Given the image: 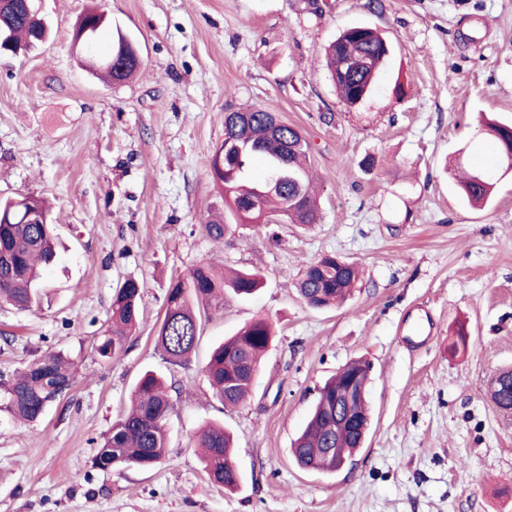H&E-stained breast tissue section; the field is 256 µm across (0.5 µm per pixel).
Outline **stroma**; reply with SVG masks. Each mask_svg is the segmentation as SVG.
Here are the masks:
<instances>
[{
  "label": "stroma",
  "mask_w": 512,
  "mask_h": 512,
  "mask_svg": "<svg viewBox=\"0 0 512 512\" xmlns=\"http://www.w3.org/2000/svg\"><path fill=\"white\" fill-rule=\"evenodd\" d=\"M51 28L34 50L0 57V198L51 203L57 255L36 303H0V374L50 353L77 368L34 423L0 405V512H512V419L487 394L512 369V178L475 209L449 158L491 165L479 114L512 119V0H38ZM103 12L139 48L137 75L106 84L72 43ZM368 26L392 55L375 92L347 106L324 52ZM258 107L311 148L320 221L204 229L224 211L210 171L228 109ZM373 157L371 169L361 165ZM331 253L356 263L337 309L300 298V270ZM259 272L250 296L225 291L188 361L155 346L167 289L199 263ZM141 286L126 351L101 362L117 285ZM257 317L276 334L245 403L226 408L204 367ZM429 323L426 341L409 343ZM465 345H458V331ZM372 365L366 443L336 473L300 468L289 448L320 387L347 361ZM170 386L165 461L103 472L91 459L145 371ZM237 438L242 474L212 483L200 425Z\"/></svg>",
  "instance_id": "1"
}]
</instances>
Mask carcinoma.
Returning a JSON list of instances; mask_svg holds the SVG:
<instances>
[{"mask_svg": "<svg viewBox=\"0 0 512 512\" xmlns=\"http://www.w3.org/2000/svg\"><path fill=\"white\" fill-rule=\"evenodd\" d=\"M32 0H8L0 7V37L14 49H33L45 34L43 24L32 20ZM389 58L383 36L368 27L355 26L343 30L326 50L327 66L336 91L347 104L363 103L374 91L378 73ZM133 62L116 73L111 68L97 67L100 75L113 84L128 80L138 68ZM482 125L497 146L496 167L512 150V123L507 120L482 118ZM224 136L241 147L252 150L229 158L224 146L211 157V173L224 189V205L239 224H277L283 218L291 224H315L319 206L312 191L307 159L310 147L294 126L280 121L276 114L251 108L236 122L225 124ZM261 156L267 167L282 161L288 169L280 186L272 189L266 182L250 177L253 158ZM474 166L459 183L464 201L482 206L491 200L494 183L480 181ZM263 191L258 207L249 198L256 190ZM55 224L41 199L28 196L13 203L0 200V301L24 309L40 295L44 268L55 259ZM358 281L354 263L335 255H325L307 265L296 288L311 307L331 308L351 296ZM263 286L262 277L254 272L235 271L227 276L210 263L195 266L184 277L171 281L164 302V315L155 343L171 363H182L193 352L199 332L197 309L201 306L219 308L224 304V289L237 295H252ZM141 292L139 284L128 279L115 288L111 305L110 334L103 337L97 353L101 360L112 361L127 349L128 340L140 320ZM274 335L272 323L259 317L237 333L215 346L205 366L213 395L226 407L237 406L252 392L261 355ZM359 375L358 383L366 388L371 364L354 360L345 365L321 388L311 418L294 440L292 454L297 464L310 470L334 472L358 449L357 436L346 433L340 443L338 457L326 454L329 440L336 437L333 397L342 387L347 373ZM74 374L61 355L49 354L34 362L9 380L0 384V395L13 416L34 422L47 405L68 393ZM495 407L504 415H512V371L506 370L490 391ZM172 410L168 386L163 378L147 371L136 382L134 398L128 412L112 423L102 438L92 467L112 471L135 466L152 469L167 454V423ZM198 447L203 449L201 462L209 479L226 489L239 485L242 475L233 461V436L222 424H207L197 432Z\"/></svg>", "mask_w": 512, "mask_h": 512, "instance_id": "obj_1", "label": "carcinoma"}]
</instances>
